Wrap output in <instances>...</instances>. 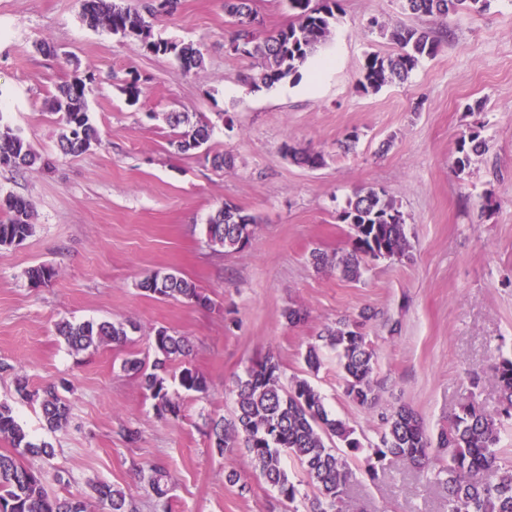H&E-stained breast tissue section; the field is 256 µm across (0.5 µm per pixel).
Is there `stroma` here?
Returning a JSON list of instances; mask_svg holds the SVG:
<instances>
[{
    "label": "stroma",
    "mask_w": 512,
    "mask_h": 512,
    "mask_svg": "<svg viewBox=\"0 0 512 512\" xmlns=\"http://www.w3.org/2000/svg\"><path fill=\"white\" fill-rule=\"evenodd\" d=\"M342 13L322 53L336 64L296 82L253 88L255 60L230 49L234 31L224 0H178L150 20L153 39L190 42L202 68L183 71L170 54L145 51L88 25L82 0H0V114L50 160L46 169L0 170V193L27 199L36 231L23 244L0 247V401L52 459L27 456L52 496L74 495L89 512H107L92 483L124 491L139 512H154L139 468L170 475V512H305L310 488L298 462L283 465L297 484L295 502L254 474L248 458L213 452V418L231 417L236 384L253 362L274 355L283 384L306 378L327 408L365 444L378 443L381 417L406 405L430 433L468 403L494 414L499 356L512 357V0L483 13L447 20L402 12L399 0H340ZM378 27H368L369 19ZM426 30L438 41L407 80L378 91L359 86L366 53H396L390 28ZM138 78L142 93L123 92ZM82 79L100 146L64 155L57 149L61 114L47 102L57 85ZM188 113L209 123L200 150L181 154L167 116ZM487 142L464 172L452 161L462 132ZM351 150L340 143L348 132ZM321 153L310 168L292 150ZM234 164L214 168L211 155ZM381 189L402 212L407 257L370 263L362 278L316 269L310 253L350 250L351 230L337 216L362 188ZM256 223L249 242L227 252L210 246L205 225L224 203ZM37 264L55 277L33 287ZM155 271L191 278L209 303L199 306L147 296L140 281ZM304 322L287 324L285 309ZM363 319L376 354L380 400L366 409L345 394L335 351H321L318 373L304 362L324 326ZM131 320L125 346L72 351L58 336L60 320ZM166 327L187 337L190 362L207 378L201 395L183 394L176 420L158 418L138 377L122 361H153L151 338ZM30 389L66 381L72 423L50 432L38 402L19 399L16 378ZM139 432L136 444L123 428ZM359 480L347 512H448L445 491L398 465L378 477L350 461ZM237 473L249 492L228 480Z\"/></svg>",
    "instance_id": "35a3bbf8"
}]
</instances>
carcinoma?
Segmentation results:
<instances>
[{"instance_id": "1", "label": "carcinoma", "mask_w": 512, "mask_h": 512, "mask_svg": "<svg viewBox=\"0 0 512 512\" xmlns=\"http://www.w3.org/2000/svg\"><path fill=\"white\" fill-rule=\"evenodd\" d=\"M252 0H224V9L234 19L235 30L230 45L245 46L243 56L262 58L261 68L246 76L253 87H270L297 75L299 68L326 43L336 23L338 0H287L292 21L270 35L264 42H254L249 27L254 21ZM401 10L417 16L445 19L448 13H482L491 0H400ZM177 0H150L146 12L154 17L172 13ZM86 18L114 34L133 37L147 51L173 54L181 69L188 72L202 66L203 60L190 44H175L151 39L150 26L135 9L117 0H84ZM398 52L381 56L369 53L363 67V88L379 89L386 81L404 80L424 57L437 52L438 43L427 32L404 25L390 32ZM48 107L62 114L63 127L59 148L64 154H78L100 144L97 128L90 122L84 98V83L74 79L57 87ZM174 127H184L175 142L181 153L207 143L210 129L206 124H193L185 113L169 116ZM486 141L476 131L463 133L457 143L453 165L459 172L470 166L471 155L484 151ZM48 162L36 154L27 140L15 129L0 123V169L16 171L45 167ZM343 224L352 226V249L328 257L313 250L310 260L316 269H330L347 280L360 279L367 269L366 250L384 248L394 258H402L410 248L405 232V219L394 202L374 189L358 191L349 198L339 213ZM255 219L237 206L224 203L206 225L209 241L224 250H238L250 240ZM32 209L29 201L12 194L0 196V247L17 246L33 235ZM35 285L50 281L55 271L40 264L27 271ZM139 287L149 296L162 300H186L205 305L208 298L196 284L181 275L157 273L146 276ZM137 326L130 320L93 321L73 324L57 323V333L72 350L79 352L103 343L123 346L128 330ZM318 340L338 351L341 360L345 394L362 407L374 406L378 399L373 374L374 353L366 344L359 324L346 318L323 328ZM156 357L151 365L135 354L123 362V369L141 377L145 390L155 400V410L162 419L182 416L183 403L169 392L168 365L183 361L178 375L179 386L194 393H205V376L186 361L191 343L184 336H174L159 327L152 336ZM495 376L501 393L500 415L512 418V357H502L495 364ZM282 369L271 354L256 361L247 376L239 380L236 408L232 418L217 419L208 426L210 447L221 456L244 452L254 471L277 490L283 500L294 502L298 489L283 466L282 456H292L300 463L307 483L312 488L309 512H342L349 488L355 477L348 456L363 452L355 429L329 415L321 393L305 378L295 379L286 387L281 382ZM15 392L22 399L40 400L49 430H64L69 425L70 405L58 388L48 385L37 392L28 389L24 378L16 379ZM385 429L380 443L364 457L365 471L376 477L396 462L410 465L423 478L446 485L448 512H512V469L499 467L498 445L500 422L495 416L473 404L461 407L448 422V427L431 435L417 413L401 406L382 417ZM0 437L10 440L14 453H0V512H87L86 503L77 497L59 498L49 495L41 474L24 466L20 458L54 457V448L46 441H36L17 421L12 406L0 401ZM348 453L343 454L340 448ZM143 489L162 512H168V477L165 468L152 465L139 470ZM109 512H138L136 504L125 494L108 485L94 487Z\"/></svg>"}]
</instances>
